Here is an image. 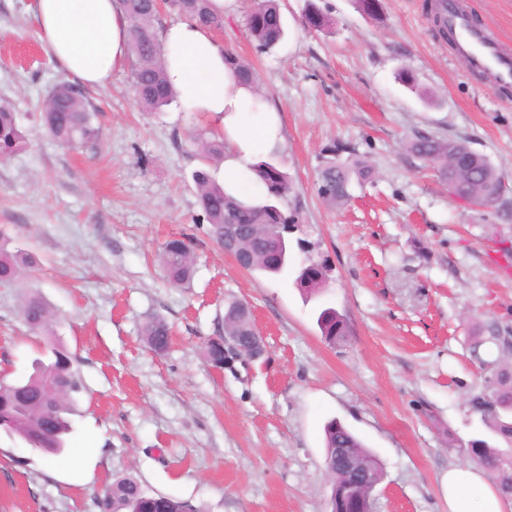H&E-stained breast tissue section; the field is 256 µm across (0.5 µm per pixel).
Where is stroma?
<instances>
[{
  "label": "stroma",
  "mask_w": 512,
  "mask_h": 512,
  "mask_svg": "<svg viewBox=\"0 0 512 512\" xmlns=\"http://www.w3.org/2000/svg\"><path fill=\"white\" fill-rule=\"evenodd\" d=\"M323 2L336 21L328 35L300 24L304 0H281L289 34L269 53L246 32L253 0L215 33L280 110L284 145L272 160L292 176L305 237L332 266L308 302L292 275L239 269L211 240L192 180L197 135L210 126L174 103L141 111L130 70L81 88L99 146L51 140L39 101L75 77L41 41L34 0H0V105L27 137L0 162V230L35 258L0 285V376L28 375L44 348L20 317L35 288L84 385L64 454L0 438V512H99L96 496L121 477L201 512H330L332 418L382 466L375 512H448L443 478L484 430L467 399L483 382L481 360L496 358L474 342L490 323L512 332V92L435 38L424 0H382L377 19L352 0ZM460 3L512 44V0ZM417 133L484 154L504 179L497 203L451 196L405 150ZM332 144L376 170L340 208L317 193ZM181 235L194 240L195 274L172 288L158 253ZM234 298L249 304L265 354L216 369L203 348ZM321 304L345 316L343 343L323 341ZM153 318L175 331L163 355L142 336Z\"/></svg>",
  "instance_id": "stroma-1"
}]
</instances>
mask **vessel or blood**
Returning <instances> with one entry per match:
<instances>
[{
  "instance_id": "vessel-or-blood-1",
  "label": "vessel or blood",
  "mask_w": 512,
  "mask_h": 512,
  "mask_svg": "<svg viewBox=\"0 0 512 512\" xmlns=\"http://www.w3.org/2000/svg\"><path fill=\"white\" fill-rule=\"evenodd\" d=\"M444 21L455 36V49L471 68L499 86H512V52L474 26L458 0H448Z\"/></svg>"
}]
</instances>
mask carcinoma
Segmentation results:
<instances>
[{"label": "carcinoma", "mask_w": 512, "mask_h": 512, "mask_svg": "<svg viewBox=\"0 0 512 512\" xmlns=\"http://www.w3.org/2000/svg\"><path fill=\"white\" fill-rule=\"evenodd\" d=\"M129 21L130 59L135 99L145 112H157L169 105L173 93L165 77L162 44L156 23L159 12L152 9L150 0H119ZM166 7L178 15L195 20L212 29L224 27V17L211 8L210 0H167ZM302 17L306 27L315 32L332 28L333 20L321 6V0H305ZM246 27L255 49L266 53L280 44L286 28L279 0H257L246 16ZM225 59L239 78L257 81L254 68L232 53ZM94 112L82 92L67 82L55 84L41 106V120L47 133L59 144L79 148L97 142L100 129L93 124ZM200 157L204 163L224 160V136L209 138L199 135ZM24 135L17 123V114L0 106V160L22 148ZM406 150L432 169L448 186L456 198L470 197L480 205L497 201L502 190V177L487 157L474 150L464 140H441L417 134L406 145ZM337 148L332 144L323 150L318 173V194L331 207L342 206L352 197L354 184L374 176V169L360 158H336ZM268 193L264 205H249L224 192L205 168L196 170L193 180L203 219L210 226L211 238L224 245V226L234 224L250 238V246L242 258L249 272L268 275L288 270L286 237L300 223L298 208L290 205L295 195L291 177L279 165L261 161L255 168ZM159 262L167 282L174 288L190 283L194 273V251L190 239L175 237L168 240L159 253ZM323 271L314 268V261L306 258L300 265L295 283L305 298L322 291L330 267L322 261ZM29 266V255L22 249L10 251L0 243V284L16 282ZM21 315L34 333L48 335L50 312L44 298L34 292L21 306ZM252 324L249 307L240 300H231L224 310V333L238 336L248 342ZM321 336L329 344L340 343L347 336V322L331 307L322 308L317 316ZM486 336L477 341L474 349L486 343L494 344L499 356L487 363L488 373L483 384L471 395L469 406L479 415L490 434L501 438L502 446L490 443L480 434L468 441L466 453L495 476L504 497L512 495V472L499 471L503 458L512 454V352L503 343V332L495 323L485 329ZM148 347L156 354L167 352L171 343V328L161 319H152L143 328ZM51 357L37 358L32 372L18 380L0 381V433L17 440L25 447L46 456H59L66 448L67 436L72 432L70 415L75 413L77 396L83 385L73 369L68 351L49 341ZM206 362L220 367L224 362L222 341H211L204 348ZM325 463L332 477L331 489L336 492L337 512H370L373 504L363 487L352 484L340 466L337 451L343 449L357 462V472L364 479L376 482L382 467L376 457L341 422L332 419L324 428ZM100 512H200L187 501L164 495H149L132 478L112 481L98 500Z\"/></svg>", "instance_id": "1"}]
</instances>
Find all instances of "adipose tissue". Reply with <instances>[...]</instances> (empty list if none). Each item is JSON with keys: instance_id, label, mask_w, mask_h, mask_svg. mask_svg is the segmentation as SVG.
<instances>
[{"instance_id": "obj_1", "label": "adipose tissue", "mask_w": 512, "mask_h": 512, "mask_svg": "<svg viewBox=\"0 0 512 512\" xmlns=\"http://www.w3.org/2000/svg\"><path fill=\"white\" fill-rule=\"evenodd\" d=\"M42 41L60 67L84 83L103 85L128 61V23L117 0H35ZM168 82L182 111L207 120L223 135L224 164L213 179L227 193L259 201L264 188L252 167L282 143L278 110L253 85L238 82L211 30L182 18L161 33ZM448 512H512V501L484 469L463 464L444 479Z\"/></svg>"}]
</instances>
